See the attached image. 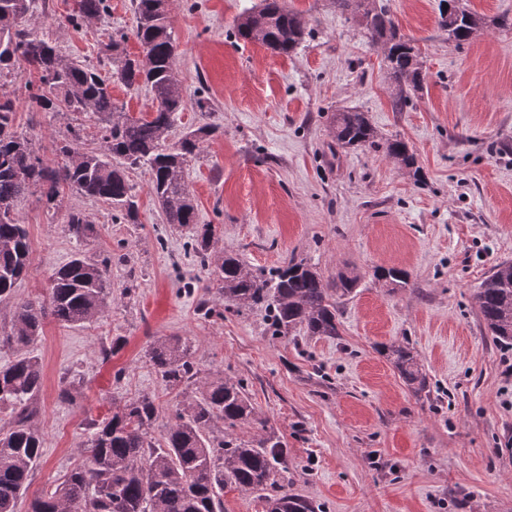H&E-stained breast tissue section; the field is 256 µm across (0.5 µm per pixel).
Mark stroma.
I'll list each match as a JSON object with an SVG mask.
<instances>
[{"label":"stroma","instance_id":"obj_1","mask_svg":"<svg viewBox=\"0 0 512 512\" xmlns=\"http://www.w3.org/2000/svg\"><path fill=\"white\" fill-rule=\"evenodd\" d=\"M387 2L426 71L399 112L381 48L332 0H288L307 27L288 57L237 37L259 0L168 5L185 99L168 139L219 127L185 169L199 223L216 227L212 258L233 252L251 269L302 259L329 282L359 275L339 306L340 337L276 336L264 310H226L143 169L129 171L133 224L67 188L52 208L37 191L18 203L32 253L15 302L46 301L50 275L78 249L107 263L112 281L96 319L43 322L34 421L44 452L18 512L83 462L92 422L125 401L152 396L158 426L172 422L188 391L166 388L147 353L175 337L199 377L242 382L288 448L294 492L321 512H512V348L487 335L475 301L488 273L512 262V26L457 44L438 26L439 0ZM109 3L108 15L76 30L66 22L73 0H32L26 27L110 77V39L133 58L142 49L132 0ZM108 88L133 116L151 108L146 87L110 77ZM350 108L382 138L405 140L423 180L383 151L339 146L331 117ZM72 126L83 128L85 150L99 149L87 115L15 114L18 133L51 165ZM71 212L93 224L80 245L67 230ZM379 266L406 270L410 288L389 290L373 276ZM391 342L413 347L429 395L412 393L378 353Z\"/></svg>","mask_w":512,"mask_h":512}]
</instances>
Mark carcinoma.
Returning <instances> with one entry per match:
<instances>
[{
    "label": "carcinoma",
    "mask_w": 512,
    "mask_h": 512,
    "mask_svg": "<svg viewBox=\"0 0 512 512\" xmlns=\"http://www.w3.org/2000/svg\"><path fill=\"white\" fill-rule=\"evenodd\" d=\"M165 0H133L136 37L143 59H112V76L127 86L143 84L153 95L154 109L134 117L112 101L106 79L62 54L56 44L31 37L21 27L29 0H0V75L23 62L37 74L27 81V106L37 112L85 113L101 124L102 147L84 152L81 129L56 148L61 162L44 163L32 142L14 130L21 101L0 95V304L14 296L28 272L31 243L16 217L17 203L40 189L46 203L57 205L67 186L99 199L137 220V203L128 169L143 167L150 188L169 224L189 229L199 263L209 271L206 287L218 289L224 301L238 309L261 307L274 332L287 336H340L338 300L356 292L359 276L340 275L328 283L308 263L293 258L265 271L247 268L234 254L212 261L209 253L215 227L199 224L196 205L185 182V169L203 142L218 132L204 123L191 127L176 141H167L177 114L184 110L182 88L174 79L178 44L168 23ZM454 5L441 27L461 43L488 26H511L507 16L487 19L469 10L463 0ZM342 13L355 16L367 38L382 47L392 86V102L400 109L407 90L421 86L423 60L419 49L400 36L384 6L376 0H334ZM108 9L107 0H74L67 23L79 29ZM305 25L288 9L286 0H261L257 12L242 15L237 34L277 55L290 56L301 44ZM337 144L345 148L376 147L401 168L422 179V170L407 143L379 137L366 113L338 112L333 118ZM70 235L87 237L90 220L81 212L68 215ZM375 276L404 289L408 274L380 268ZM111 282L106 266L81 253L50 277L47 303L23 302L12 312V331L0 336V346L15 357L0 366V410L9 417L0 424V512H15L43 455L44 438L33 424L42 390V374L34 348L43 320L51 316L72 326L85 323L107 308ZM477 316L494 343L512 347V266H495L476 292ZM379 353L397 370L415 394L427 392L429 382L412 348L383 344ZM149 362L169 388L189 386L196 373L187 344L160 340L148 351ZM157 408L148 395L127 401L112 415L93 423L85 462L54 489L35 498L30 512H224V492L235 489L259 495L266 512H318V506L291 490L287 448L280 436L256 421L243 385L216 373L201 382L177 410L174 422L156 433ZM258 422L261 433L250 440L236 436L240 425ZM222 433H215L218 425Z\"/></svg>",
    "instance_id": "cac0c4a2"
}]
</instances>
